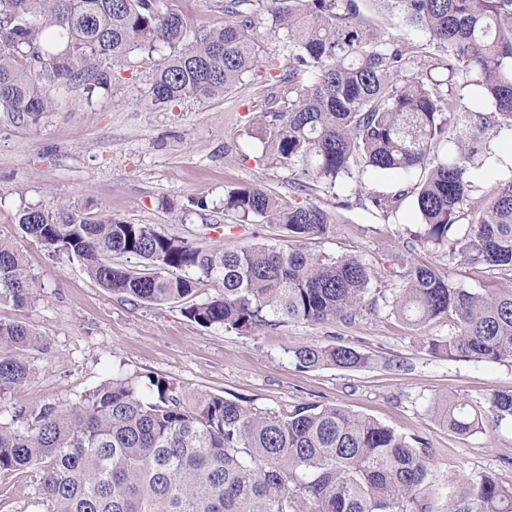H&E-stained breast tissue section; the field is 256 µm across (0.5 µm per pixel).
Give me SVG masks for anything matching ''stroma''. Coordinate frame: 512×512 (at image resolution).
Returning <instances> with one entry per match:
<instances>
[{
  "label": "stroma",
  "instance_id": "1",
  "mask_svg": "<svg viewBox=\"0 0 512 512\" xmlns=\"http://www.w3.org/2000/svg\"><path fill=\"white\" fill-rule=\"evenodd\" d=\"M376 28L414 49L424 62L438 50L426 34L404 25L387 0H358ZM149 65L124 72L107 94L74 97L34 126L0 121V240L25 258L42 287L38 303L0 302V322L20 321L40 338L26 354L30 374L11 395L38 407L71 402L113 371L158 374L195 395L239 398L260 409L285 404L340 405L426 442L434 492L433 512H461L468 483L490 475L512 485V423L502 422L461 438L428 411L443 397L484 398L512 390V359L475 361L435 355L424 342L447 336L448 319L419 325L396 316L366 314L349 323L289 322L255 335L202 328L182 304L136 306L93 281L78 259L25 235L15 215L52 200L74 206L88 219L151 224L195 242L262 241L283 232L274 224H238L224 214L227 189L260 183L282 200L293 199L292 175L246 145L254 87L238 86L205 103L182 101L158 111L145 100ZM352 180L335 189L317 187L302 200L325 210L329 236L309 240L308 251L374 261L410 251L454 286L476 292L512 289V270L449 262L431 247L407 248L420 215L412 200L391 214L363 208ZM205 200L198 209L196 200ZM346 344L369 355L357 369L326 366L302 370L293 349Z\"/></svg>",
  "mask_w": 512,
  "mask_h": 512
}]
</instances>
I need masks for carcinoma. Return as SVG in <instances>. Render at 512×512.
Masks as SVG:
<instances>
[{
    "label": "carcinoma",
    "instance_id": "cac0c4a2",
    "mask_svg": "<svg viewBox=\"0 0 512 512\" xmlns=\"http://www.w3.org/2000/svg\"><path fill=\"white\" fill-rule=\"evenodd\" d=\"M224 27L191 32L164 0H0V112L35 125L69 93L106 92L135 52L161 63L146 99L156 110L186 98L215 99L257 77V31L278 40L287 74L266 61L274 84L258 90L248 144L288 168L298 191L336 187L368 170H400L413 183L364 197L387 213L414 199L418 239L448 261L512 269V179L497 184L478 217L474 171L490 131L512 128V0H390L401 21L437 42L446 58L417 72L409 48L367 28L356 0H214ZM462 79L467 92L452 87ZM224 212L284 233L278 244L194 243L151 224L75 220L69 205L23 209L21 231L82 260L106 291L133 304L183 303L202 328L256 334L286 321L350 323L385 310L410 323L452 320L429 352L476 361L512 359V289L457 288L429 266L392 254L390 295L370 296L376 266L359 255L326 257L304 244L331 233L322 208L283 204L260 184L226 190ZM135 257L143 268L118 262ZM214 293L197 299L200 288ZM41 296L22 255L0 242V300L23 307ZM38 342L21 322H0V477L32 473L45 512H430L429 465L417 436L338 405L262 411L223 396L192 397L167 378H112L72 403L38 409L11 402ZM301 369L360 368L356 348L293 350ZM512 420V390L433 400L429 411L452 433L484 429L485 410ZM464 512H512V487L491 476L471 484Z\"/></svg>",
    "mask_w": 512,
    "mask_h": 512
}]
</instances>
